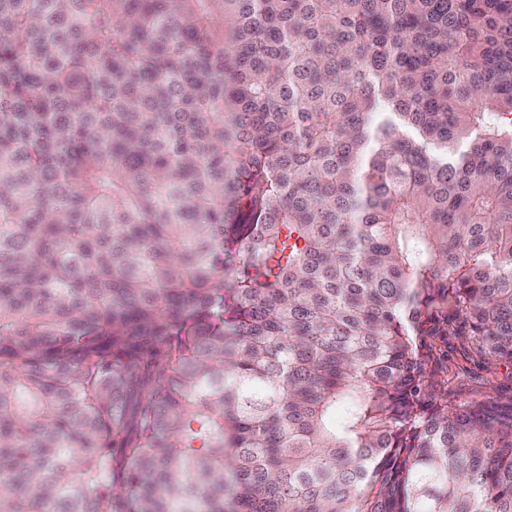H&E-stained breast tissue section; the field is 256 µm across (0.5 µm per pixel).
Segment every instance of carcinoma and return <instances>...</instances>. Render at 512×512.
<instances>
[{"instance_id":"carcinoma-1","label":"carcinoma","mask_w":512,"mask_h":512,"mask_svg":"<svg viewBox=\"0 0 512 512\" xmlns=\"http://www.w3.org/2000/svg\"><path fill=\"white\" fill-rule=\"evenodd\" d=\"M512 0H0V512H512ZM454 379L448 383V389L455 391L457 400L483 398L493 396L498 391H510L512 385V368L498 366L497 369L487 370L479 359L467 360L461 350L448 344V378ZM452 386V387H451Z\"/></svg>"}]
</instances>
